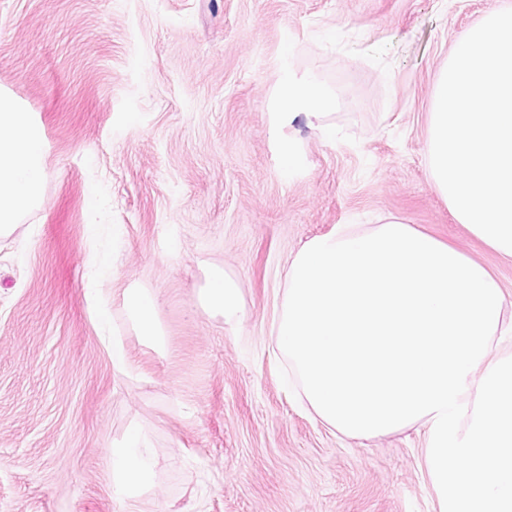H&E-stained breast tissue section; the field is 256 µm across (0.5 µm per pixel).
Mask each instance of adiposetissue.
<instances>
[{
    "label": "adipose tissue",
    "instance_id": "obj_1",
    "mask_svg": "<svg viewBox=\"0 0 512 512\" xmlns=\"http://www.w3.org/2000/svg\"><path fill=\"white\" fill-rule=\"evenodd\" d=\"M275 106L277 125L282 130L302 117L325 131L336 98L314 75L288 76L279 87ZM43 148L42 128L10 97L0 95V235L8 233L19 216L41 199L46 179ZM126 301L139 336L162 346L165 337L157 320L158 296L132 290ZM106 457L113 498L128 503L136 501L150 486L154 465L151 451L140 434L132 433L122 445L107 449Z\"/></svg>",
    "mask_w": 512,
    "mask_h": 512
}]
</instances>
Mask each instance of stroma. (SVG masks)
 <instances>
[{"label": "stroma", "mask_w": 512, "mask_h": 512, "mask_svg": "<svg viewBox=\"0 0 512 512\" xmlns=\"http://www.w3.org/2000/svg\"><path fill=\"white\" fill-rule=\"evenodd\" d=\"M512 0H0V92L44 129L39 205L0 236V512H128L106 448L156 462L138 512H439L425 428L346 437L289 394L274 319L291 259L394 214L485 266L512 310V258L475 238L427 164L452 44ZM336 96L279 158L285 73ZM105 203L115 369L91 320L87 198ZM238 287L227 323L204 290ZM160 298L146 344L125 297Z\"/></svg>", "instance_id": "stroma-1"}]
</instances>
